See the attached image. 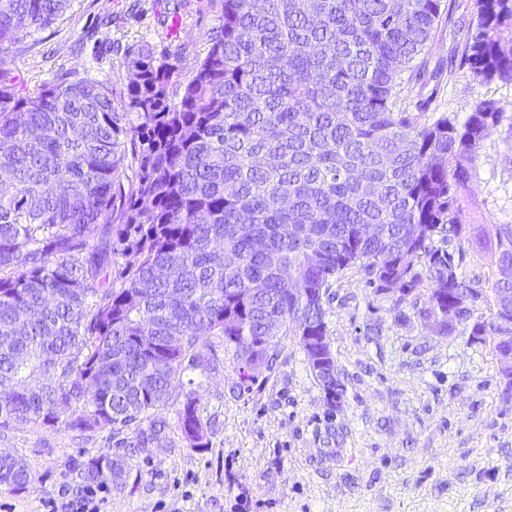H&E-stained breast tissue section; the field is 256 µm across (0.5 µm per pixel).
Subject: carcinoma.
I'll return each mask as SVG.
<instances>
[{
	"mask_svg": "<svg viewBox=\"0 0 512 512\" xmlns=\"http://www.w3.org/2000/svg\"><path fill=\"white\" fill-rule=\"evenodd\" d=\"M70 2L0 0V45ZM400 2L223 0L188 80L142 42L119 96L66 72L23 88L0 68L1 430L62 424L149 448L181 374L214 363L209 338L247 390L298 325L327 335L324 303L348 269L415 306L470 295L472 311L440 332L470 329L512 386V348L496 339L512 321V224L486 233L491 275L462 273L461 194L501 112L483 100L462 124L429 123L408 103L456 67L512 83V0H473V23L449 0ZM442 21L448 58L433 64ZM480 306L488 319H473ZM178 426L209 447L189 393ZM128 471L115 454L75 474L120 489ZM33 482L0 455L1 487Z\"/></svg>",
	"mask_w": 512,
	"mask_h": 512,
	"instance_id": "carcinoma-1",
	"label": "carcinoma"
}]
</instances>
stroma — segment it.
I'll return each mask as SVG.
<instances>
[{"label":"stroma","mask_w":512,"mask_h":512,"mask_svg":"<svg viewBox=\"0 0 512 512\" xmlns=\"http://www.w3.org/2000/svg\"><path fill=\"white\" fill-rule=\"evenodd\" d=\"M223 0H71L67 13L22 42L0 48V67L27 85L57 74L127 83L128 47L146 41L180 61L190 78L209 50ZM494 101L502 118L485 140L463 193V219L512 224V84H482L467 70L416 86L411 111L465 121ZM328 336L345 393L331 408L294 339L273 371L237 386L231 355L218 371H185L162 412V443L126 449L130 471L102 512H512V396L495 355L467 334H438L410 302L343 273L325 305ZM407 311L398 319V311ZM198 400L209 445L190 447L177 425L185 393ZM35 474L21 491L0 488V512H47L70 492L73 461L112 452L96 435L28 425L0 433V451Z\"/></svg>","instance_id":"35a3bbf8"}]
</instances>
